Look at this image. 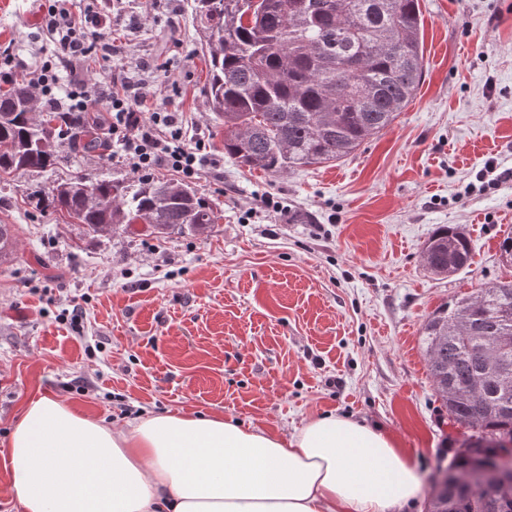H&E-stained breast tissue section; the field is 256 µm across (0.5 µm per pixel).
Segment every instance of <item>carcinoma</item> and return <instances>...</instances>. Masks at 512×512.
I'll return each instance as SVG.
<instances>
[{
	"instance_id": "carcinoma-1",
	"label": "carcinoma",
	"mask_w": 512,
	"mask_h": 512,
	"mask_svg": "<svg viewBox=\"0 0 512 512\" xmlns=\"http://www.w3.org/2000/svg\"><path fill=\"white\" fill-rule=\"evenodd\" d=\"M208 32L206 97L224 124V154L268 173L328 163L353 154L389 127L423 74L419 0H193ZM25 80L0 91V179L45 171L59 161L61 116L35 121ZM82 139L102 146L88 119ZM178 184L142 177L135 189L78 173L52 187L45 206L101 235L106 224H150L159 234L199 233L217 223L212 203ZM103 199L94 205L87 192ZM12 225L0 224V260L12 254ZM469 265L471 243L444 225L424 247L432 270ZM429 374L448 411L479 428L445 473L462 482L478 460L512 454V281L488 284L437 308L424 324ZM426 512H512V481L468 488L436 483Z\"/></svg>"
}]
</instances>
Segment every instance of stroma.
Segmentation results:
<instances>
[{"mask_svg": "<svg viewBox=\"0 0 512 512\" xmlns=\"http://www.w3.org/2000/svg\"><path fill=\"white\" fill-rule=\"evenodd\" d=\"M47 0H0V46L29 65L48 48ZM191 0H103L120 54L89 60L99 81L125 70L144 111L179 112L207 144L188 185L222 218L199 235H94L36 199L76 173L135 184L115 154L63 142L55 168L0 181V512H18L8 441L40 395L122 429L144 412L219 413L290 438L335 413L396 440L425 479L403 512H426L430 480L460 428L429 375L423 327L441 304L512 281V180L482 187L488 160L512 168V0H420L424 72L386 130L350 156L271 175L225 155L204 93L207 60ZM282 202L273 217L260 198ZM471 240L468 268L431 271L442 225ZM79 305V322L62 317Z\"/></svg>", "mask_w": 512, "mask_h": 512, "instance_id": "obj_1", "label": "stroma"}]
</instances>
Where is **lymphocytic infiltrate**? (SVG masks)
Listing matches in <instances>:
<instances>
[{
    "label": "lymphocytic infiltrate",
    "instance_id": "f902f5d3",
    "mask_svg": "<svg viewBox=\"0 0 512 512\" xmlns=\"http://www.w3.org/2000/svg\"><path fill=\"white\" fill-rule=\"evenodd\" d=\"M66 2L54 0L42 17V30L54 46L52 53L29 68L13 47L1 49L0 83H11L19 72H26L42 106L62 114L60 136L64 139L71 126L87 115L107 113L104 132L137 175L149 177L165 168L185 179L197 178L207 146L203 138L187 136L178 113L161 108L143 112L147 90L127 73L113 74L103 83L84 77L87 60L111 55L112 45L104 29L84 26Z\"/></svg>",
    "mask_w": 512,
    "mask_h": 512
}]
</instances>
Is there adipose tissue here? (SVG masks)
<instances>
[{
  "instance_id": "obj_1",
  "label": "adipose tissue",
  "mask_w": 512,
  "mask_h": 512,
  "mask_svg": "<svg viewBox=\"0 0 512 512\" xmlns=\"http://www.w3.org/2000/svg\"><path fill=\"white\" fill-rule=\"evenodd\" d=\"M8 448L21 512H402L421 492L388 435L333 414L285 440L186 410L113 429L42 395Z\"/></svg>"
}]
</instances>
